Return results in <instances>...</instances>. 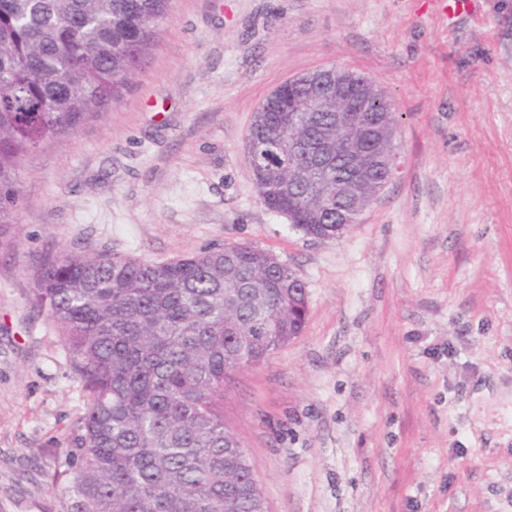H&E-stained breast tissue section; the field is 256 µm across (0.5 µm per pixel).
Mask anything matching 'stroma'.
I'll use <instances>...</instances> for the list:
<instances>
[{"mask_svg":"<svg viewBox=\"0 0 512 512\" xmlns=\"http://www.w3.org/2000/svg\"><path fill=\"white\" fill-rule=\"evenodd\" d=\"M395 107L398 169L339 239L270 211L253 115L329 65ZM0 237V512H60L85 394L34 259L246 244L303 281L300 336L224 413L269 512H512V0H171L122 99L23 162Z\"/></svg>","mask_w":512,"mask_h":512,"instance_id":"35a3bbf8","label":"stroma"}]
</instances>
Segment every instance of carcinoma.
Segmentation results:
<instances>
[{
    "label": "carcinoma",
    "instance_id": "cac0c4a2",
    "mask_svg": "<svg viewBox=\"0 0 512 512\" xmlns=\"http://www.w3.org/2000/svg\"><path fill=\"white\" fill-rule=\"evenodd\" d=\"M168 14V0H0V236L15 223L20 165L42 142L71 134L119 101ZM341 91L355 126L336 129V104L302 112L287 82L254 115L251 149L269 157L258 195L305 235L341 236L349 204L313 186L356 176L351 143L372 158L356 207L381 190L397 119L383 94ZM30 300L59 329L85 392L84 433L71 453L62 512H254L262 497L224 422V387L300 335L302 281L244 244L168 262L108 253L45 254Z\"/></svg>",
    "mask_w": 512,
    "mask_h": 512
}]
</instances>
